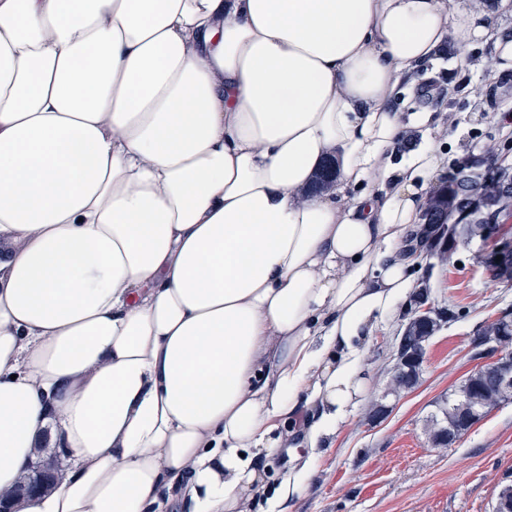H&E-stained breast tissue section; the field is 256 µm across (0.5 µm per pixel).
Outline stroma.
<instances>
[{
  "label": "stroma",
  "mask_w": 512,
  "mask_h": 512,
  "mask_svg": "<svg viewBox=\"0 0 512 512\" xmlns=\"http://www.w3.org/2000/svg\"><path fill=\"white\" fill-rule=\"evenodd\" d=\"M488 30L457 65V40L448 37L434 62L408 75L413 96L393 95L400 112L428 110L442 123L430 137L444 161L433 186L446 185L460 165L480 160L512 165V127L497 120L512 113V68L498 69L497 41L512 42V14L465 0ZM437 87L425 95L428 84ZM479 243L460 247V266L447 271L435 259L413 271L428 282L436 309L457 317L432 338L416 388L389 398L382 421L370 411L389 381L395 338L406 320L405 305L379 320L362 345V393L315 463L304 494L289 512H493L503 485L512 484V400L493 408L455 443L436 447L424 427L436 404L476 368L477 335L484 320L512 315V283L492 281L479 262Z\"/></svg>",
  "instance_id": "obj_1"
}]
</instances>
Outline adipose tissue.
Wrapping results in <instances>:
<instances>
[{
	"label": "adipose tissue",
	"mask_w": 512,
	"mask_h": 512,
	"mask_svg": "<svg viewBox=\"0 0 512 512\" xmlns=\"http://www.w3.org/2000/svg\"><path fill=\"white\" fill-rule=\"evenodd\" d=\"M461 0H0V490L19 512H288L412 288ZM331 189L309 193L324 159ZM49 435H43L36 448L33 449L31 462L23 472L16 486L6 492L0 493V511L14 512L12 505L16 500L47 493L58 488L64 479V451L54 448L57 458L62 466L53 459L44 455L46 448L41 446L47 443Z\"/></svg>",
	"instance_id": "ef3b65f1"
}]
</instances>
